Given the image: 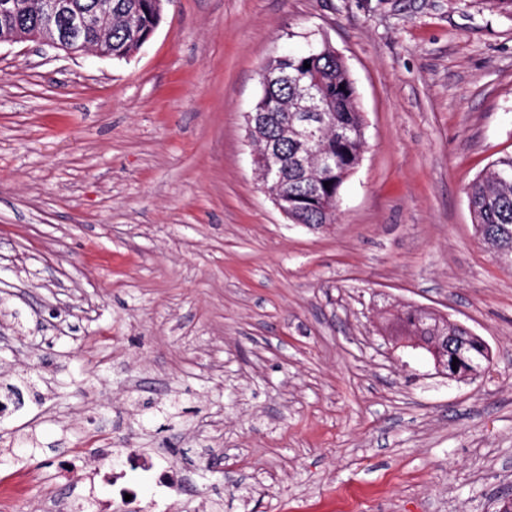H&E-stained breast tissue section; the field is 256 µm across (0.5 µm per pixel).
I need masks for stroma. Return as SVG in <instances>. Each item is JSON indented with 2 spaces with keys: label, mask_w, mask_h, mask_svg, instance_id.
<instances>
[{
  "label": "stroma",
  "mask_w": 512,
  "mask_h": 512,
  "mask_svg": "<svg viewBox=\"0 0 512 512\" xmlns=\"http://www.w3.org/2000/svg\"><path fill=\"white\" fill-rule=\"evenodd\" d=\"M329 43L365 116L335 223L261 190L245 114L272 58ZM512 153V17L491 0H165L127 60L0 46V448L14 512L102 462L128 512H497L512 493V258L466 188ZM469 327L481 375L391 354L404 311ZM163 451L161 496L133 470ZM138 467L144 472L152 473L156 481L162 484L167 490L177 494L181 489V480L177 471L171 467L168 469H158L152 458H137Z\"/></svg>",
  "instance_id": "35a3bbf8"
}]
</instances>
